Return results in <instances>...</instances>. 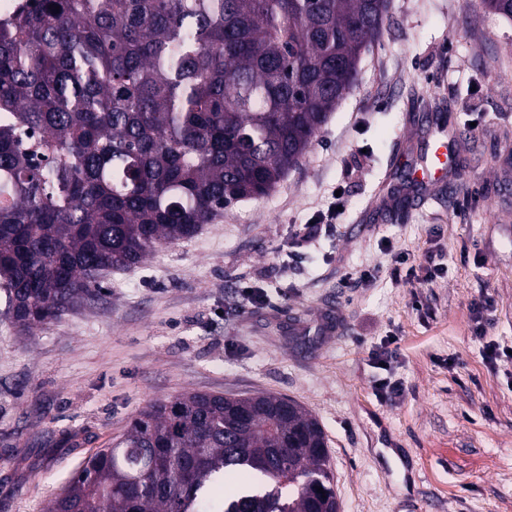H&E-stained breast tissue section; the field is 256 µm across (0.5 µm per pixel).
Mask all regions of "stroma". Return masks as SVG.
Wrapping results in <instances>:
<instances>
[{"label": "stroma", "mask_w": 512, "mask_h": 512, "mask_svg": "<svg viewBox=\"0 0 512 512\" xmlns=\"http://www.w3.org/2000/svg\"><path fill=\"white\" fill-rule=\"evenodd\" d=\"M473 127L426 203L391 195L435 123ZM347 199L337 231L295 225ZM444 278L427 281L425 251ZM413 270L393 277L391 257ZM369 270L361 287L345 267ZM243 286L278 306L242 305ZM494 310L475 335L471 307ZM389 370L371 357L388 339ZM512 21L482 0H388L345 98L301 164L98 296L26 335L0 319V512H44L147 403L270 393L323 427L341 512H512ZM401 381L381 401L374 384ZM333 199L335 201L331 202L326 213H319L313 224L297 225L292 242V248H295V251L299 252L298 250L306 247L308 243L329 233L333 229V224L335 227V220L344 212L346 205L342 193L339 196L333 193ZM337 206H340L341 210H337Z\"/></svg>", "instance_id": "35a3bbf8"}]
</instances>
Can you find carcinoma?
<instances>
[{
	"instance_id": "obj_1",
	"label": "carcinoma",
	"mask_w": 512,
	"mask_h": 512,
	"mask_svg": "<svg viewBox=\"0 0 512 512\" xmlns=\"http://www.w3.org/2000/svg\"><path fill=\"white\" fill-rule=\"evenodd\" d=\"M35 2L0 21V314L28 334L269 194L386 15V0ZM328 462L293 399L187 392L148 403L49 512H336ZM235 471L252 483L217 495Z\"/></svg>"
}]
</instances>
